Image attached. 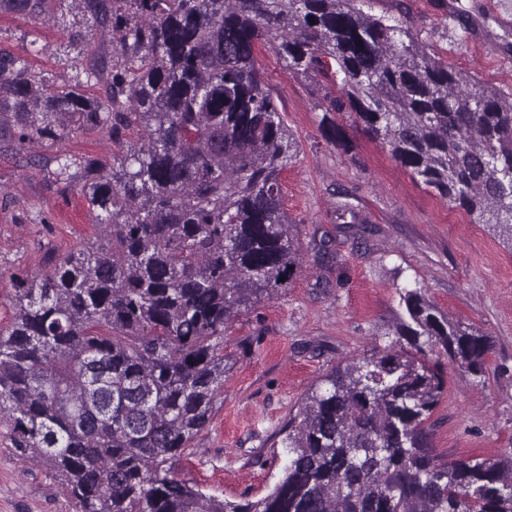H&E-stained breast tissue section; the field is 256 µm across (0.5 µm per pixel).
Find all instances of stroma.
<instances>
[{
	"label": "stroma",
	"instance_id": "35a3bbf8",
	"mask_svg": "<svg viewBox=\"0 0 512 512\" xmlns=\"http://www.w3.org/2000/svg\"><path fill=\"white\" fill-rule=\"evenodd\" d=\"M363 9L404 21L426 54L512 94V0H366ZM88 24L71 0H41L33 11L0 0V61L23 59L51 88L90 79V93L102 96L115 61L112 35ZM257 58L298 147L281 185L301 267L288 287L232 320L224 388L179 476L221 499L270 493L286 463L283 425L334 368L389 344L403 314L399 290L415 286L493 344L484 378L443 364L448 388L428 421L440 460L511 458L512 245L417 184L350 114H334L345 141L332 144L320 126L332 82L289 71L264 45ZM19 130L13 112L1 110L0 328L13 318L16 278L101 233L79 183L57 182V155L104 164L116 151L99 132L22 145ZM323 238L334 259L317 258ZM0 512H75L44 467L18 456L4 425Z\"/></svg>",
	"mask_w": 512,
	"mask_h": 512
}]
</instances>
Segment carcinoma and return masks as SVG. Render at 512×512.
<instances>
[{
	"label": "carcinoma",
	"instance_id": "carcinoma-1",
	"mask_svg": "<svg viewBox=\"0 0 512 512\" xmlns=\"http://www.w3.org/2000/svg\"><path fill=\"white\" fill-rule=\"evenodd\" d=\"M112 28L110 91L9 84L20 142L97 129L138 143L88 162L80 189L100 239L15 284L0 330V422L76 512H512V460L442 463L426 423L439 360L475 377L493 349L421 288L385 349L333 370L283 428L271 493L220 500L175 473L224 387L231 320L300 267L280 176L297 151L257 60L336 84L348 112L426 190L512 238V99L462 83L405 23L359 0H73ZM78 162L57 159L56 179Z\"/></svg>",
	"mask_w": 512,
	"mask_h": 512
}]
</instances>
